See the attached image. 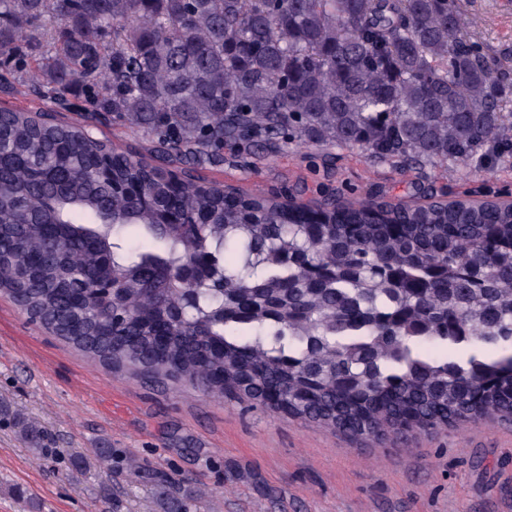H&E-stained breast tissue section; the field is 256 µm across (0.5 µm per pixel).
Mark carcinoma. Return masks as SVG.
Listing matches in <instances>:
<instances>
[{"label":"carcinoma","instance_id":"1","mask_svg":"<svg viewBox=\"0 0 512 512\" xmlns=\"http://www.w3.org/2000/svg\"><path fill=\"white\" fill-rule=\"evenodd\" d=\"M454 0H0V76L83 121L0 109V294L90 360L346 436L495 417L512 392V204L170 186L90 124L186 166L281 134L375 162L512 158L507 78ZM46 63L20 80L22 46ZM202 261L205 278L180 271ZM120 290L104 295L100 281ZM20 433L41 453V431Z\"/></svg>","mask_w":512,"mask_h":512}]
</instances>
